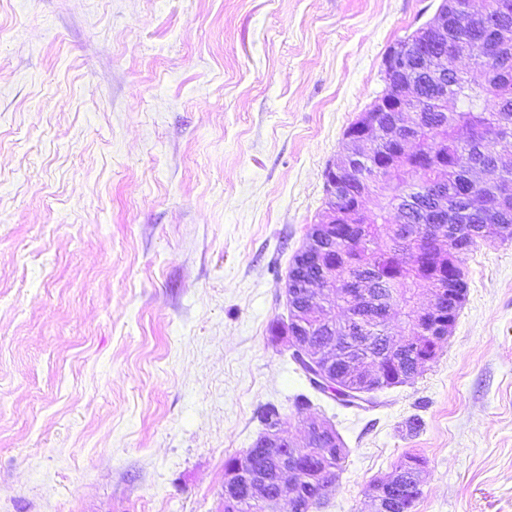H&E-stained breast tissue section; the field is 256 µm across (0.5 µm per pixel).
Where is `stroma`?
<instances>
[{"instance_id": "obj_1", "label": "stroma", "mask_w": 512, "mask_h": 512, "mask_svg": "<svg viewBox=\"0 0 512 512\" xmlns=\"http://www.w3.org/2000/svg\"><path fill=\"white\" fill-rule=\"evenodd\" d=\"M439 3L0 0V512H219L268 403L348 451L316 512H366L408 453L414 512H512V240L462 256L451 336L372 407L268 331L387 49Z\"/></svg>"}]
</instances>
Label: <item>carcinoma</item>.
<instances>
[{"label":"carcinoma","mask_w":512,"mask_h":512,"mask_svg":"<svg viewBox=\"0 0 512 512\" xmlns=\"http://www.w3.org/2000/svg\"><path fill=\"white\" fill-rule=\"evenodd\" d=\"M448 42L457 47L481 43L485 52L474 62L484 68L486 81L475 82L459 69L448 71V101L455 106L446 111L440 106L433 85L420 81L417 98L427 101L420 118L435 130L436 140L432 144L419 143L418 152L436 151L440 166L421 171L420 158L413 155L389 173L367 168L369 193L374 199L371 218L353 234L348 225H342L341 240L336 246L345 250L351 262H339L330 271V278L336 281V297L328 300L320 323L306 330L314 343L336 348L333 366L339 378L351 375L342 359L344 352L361 350L376 364L386 386L406 383L407 375L415 371V362L412 350L399 345L397 335L391 331L393 312L416 336L418 346H428L417 336L413 322L417 291L436 289L448 293V268L433 261L431 254L436 246L418 237H407L402 226L421 224L420 218L427 210L445 201L455 209L454 229L462 233L458 242L461 253L480 241L512 240V194L501 200L491 215L475 208L471 200L472 194L489 191L488 181L483 178L485 172L495 176L497 182L512 183V164L503 161L506 153L512 154V142L504 144L498 132L500 123L512 125V8L468 28H449ZM364 267L374 269L377 278L395 285L398 293L392 296L381 286L374 289L379 299L378 312L353 328L348 320L356 306L347 285L361 275ZM313 274L314 266L304 261L290 265L286 286L293 299L288 301V324H272V338L280 339L295 330L293 306L301 300L298 286ZM337 308L343 310L340 319L332 314ZM258 419L268 428L280 422L281 414L278 407L267 404L259 411ZM425 464L422 457L412 454L399 461L396 468L403 470L402 480L388 512H413L422 494ZM320 504L310 488L300 502L288 505V512H313Z\"/></svg>","instance_id":"1"}]
</instances>
